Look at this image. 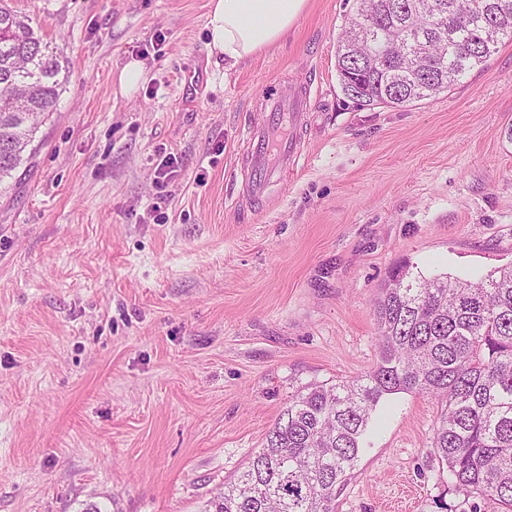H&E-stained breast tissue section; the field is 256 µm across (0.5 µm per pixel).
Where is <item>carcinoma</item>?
Returning <instances> with one entry per match:
<instances>
[{
    "instance_id": "1",
    "label": "carcinoma",
    "mask_w": 512,
    "mask_h": 512,
    "mask_svg": "<svg viewBox=\"0 0 512 512\" xmlns=\"http://www.w3.org/2000/svg\"><path fill=\"white\" fill-rule=\"evenodd\" d=\"M512 42V0H356L336 50L346 97L404 108L448 91ZM360 76V91L346 80ZM69 69L42 28L0 0V183L28 162ZM373 313L379 351L356 380L296 388L247 466L206 512H336L381 401L445 403L438 460L456 486L512 512V263L480 279L394 267Z\"/></svg>"
}]
</instances>
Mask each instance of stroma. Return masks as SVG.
<instances>
[{
	"label": "stroma",
	"mask_w": 512,
	"mask_h": 512,
	"mask_svg": "<svg viewBox=\"0 0 512 512\" xmlns=\"http://www.w3.org/2000/svg\"><path fill=\"white\" fill-rule=\"evenodd\" d=\"M208 2L12 0L70 77L0 184V512H204L298 386L371 370L392 267L512 262V42L438 98L363 107L336 70L354 0H308L230 70ZM303 84L301 165L253 207L248 126ZM440 409L382 403L337 512H500L439 462Z\"/></svg>",
	"instance_id": "obj_1"
}]
</instances>
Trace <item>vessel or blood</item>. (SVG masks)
Returning <instances> with one entry per match:
<instances>
[{"instance_id":"b4317fda","label":"vessel or blood","mask_w":512,"mask_h":512,"mask_svg":"<svg viewBox=\"0 0 512 512\" xmlns=\"http://www.w3.org/2000/svg\"><path fill=\"white\" fill-rule=\"evenodd\" d=\"M309 106L307 90L267 99L258 121L247 136L244 183L249 197L262 201L268 187L296 171L301 161L298 134Z\"/></svg>"}]
</instances>
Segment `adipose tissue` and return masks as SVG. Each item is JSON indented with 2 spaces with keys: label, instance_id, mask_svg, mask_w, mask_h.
<instances>
[{
  "label": "adipose tissue",
  "instance_id": "1",
  "mask_svg": "<svg viewBox=\"0 0 512 512\" xmlns=\"http://www.w3.org/2000/svg\"><path fill=\"white\" fill-rule=\"evenodd\" d=\"M307 0H209V56L232 69L277 43L302 15Z\"/></svg>",
  "mask_w": 512,
  "mask_h": 512
}]
</instances>
